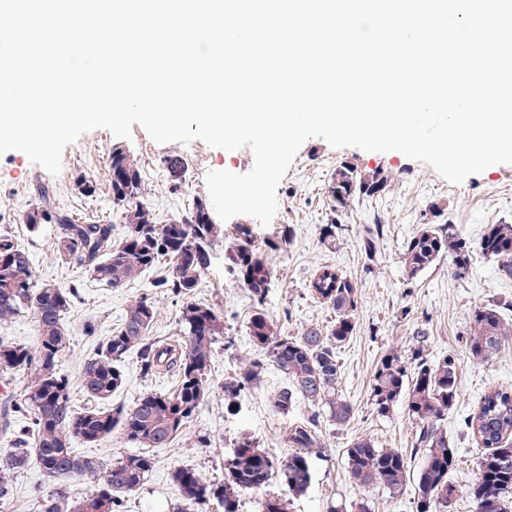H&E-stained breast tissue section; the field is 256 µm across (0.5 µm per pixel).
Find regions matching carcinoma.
I'll return each instance as SVG.
<instances>
[{"label":"carcinoma","instance_id":"cac0c4a2","mask_svg":"<svg viewBox=\"0 0 512 512\" xmlns=\"http://www.w3.org/2000/svg\"><path fill=\"white\" fill-rule=\"evenodd\" d=\"M108 182L112 204L121 208L123 217V233L117 239L113 225L80 224L57 209L53 192L42 184L36 185L38 203L26 213L25 223L32 229L56 225L54 249L60 259L89 272L105 287L122 288L167 257L171 273L152 287L165 288L175 297L193 294L210 263L209 248L216 229L208 203L198 199L182 218L169 224L155 223L150 205L141 199L139 167L117 147L109 156ZM387 185L388 176L381 171L366 174L343 164L331 175L326 192L341 208L355 195H374ZM235 234L227 259L254 303L249 336L267 350L271 365L286 378V384L272 396V407L286 416L303 403L315 412L288 430L286 442L291 452L281 462L244 438L224 458L222 481H208L189 468L175 470L172 480L180 495L181 512L203 509L214 502L221 504L224 512H238L240 494L265 489L276 474L289 491L305 492L312 480L311 458L323 448L316 418L323 415L343 427L353 414L339 390L338 353L357 327L355 284L333 265L319 267L308 288L336 311L334 324L326 332L310 327L299 336H282L264 309L273 270L253 245L251 225H237ZM380 244L381 234L368 231L362 248L369 260H375ZM479 248L495 262L501 275L512 277V223L488 225ZM470 254V244L457 234L425 224L405 242L402 263L412 280L446 257L456 275L462 276L470 266ZM70 295L56 285H38L29 253L19 248L12 236L0 234V321L30 310L38 331L35 350L0 342V373L21 372L28 377L24 394L12 407L4 408L0 418L8 429L12 416L30 414L28 428L15 435L10 447L0 448V504L11 499L15 474L34 460L44 474L60 482L100 478L97 489L76 501L62 489L42 497L39 512H115L125 496L141 489L153 470L150 449L171 444L204 401L214 343L224 326L213 308L188 301L180 316L184 345L156 341L150 336L157 319L156 300L141 295L128 306L121 325L84 362L80 384L90 404L78 411L71 404L68 379L59 369V359L70 347L65 328ZM511 335L512 325L504 321L498 306L479 307L472 315L470 355L486 361ZM131 351L137 352L144 374H177V388L171 394L147 392L129 408H112L107 402L124 385L121 362ZM263 369L262 363L251 361L224 384L226 411H233L242 390L257 384ZM458 396L453 360L431 362L421 345L409 357L397 351L382 356L372 378L371 405L381 417L389 416L399 404L404 406L416 425L413 448L421 453L422 465L414 472L403 452L379 448L371 439L359 437L346 449L350 480L360 487L379 485L394 497L411 482L415 512H445L453 493L448 475L457 465V452L441 421ZM466 427L484 449L478 478L470 489L473 512H512V389L487 391ZM116 428L137 451L107 463L72 448L75 439L93 446Z\"/></svg>","mask_w":512,"mask_h":512}]
</instances>
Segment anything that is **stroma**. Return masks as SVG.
<instances>
[{
	"instance_id": "obj_1",
	"label": "stroma",
	"mask_w": 512,
	"mask_h": 512,
	"mask_svg": "<svg viewBox=\"0 0 512 512\" xmlns=\"http://www.w3.org/2000/svg\"><path fill=\"white\" fill-rule=\"evenodd\" d=\"M116 146L138 164L143 198L160 224L181 218L196 199L208 198V171L244 174L254 165L249 148L229 154L199 140L158 144L137 124L128 139L117 138L105 129L84 133L65 148L61 170L55 175L32 163L22 152L0 155V232H11L16 243L29 253L37 282L77 290L66 315L70 347L60 360V368L69 382L72 404L78 409L86 402L79 388L84 361L119 326L136 297L148 293L157 301L153 338L169 343L178 339L181 306L155 286L158 279L167 276L169 259H160L154 268L125 287L107 288L61 261L54 249V225L45 224L34 231L24 222L25 213L36 204L32 186L39 180L54 187L57 206L75 219L100 220L122 229L121 211L112 204L106 177L108 159ZM170 158L179 160L184 170L176 191L171 188L166 168ZM345 163L362 172H386L390 179L386 190L354 198L346 208L335 209L325 187L336 167ZM81 174L98 181L96 197L87 198L78 192L75 179ZM277 199L278 212L270 225L253 226L254 244L275 274L265 309L280 334L295 336L311 326L327 328L334 321V311L314 299L307 288L310 276L323 264L339 266L355 283L358 327L339 353L340 387L353 407L349 423L339 428L325 420L320 422L318 431L324 450L311 461L312 481L305 493L289 492L277 477L267 492L282 498L287 512H327L330 504L363 499L374 502L376 512H414L413 489H406L393 501L381 488L356 486L345 468V450L352 440L368 437L381 447L407 453L411 469H418L421 457L412 451L413 423L404 407L396 406L390 416H377L369 394L377 361L387 351L413 349L417 336L422 335L429 360L448 356L455 361L459 399L444 421L459 453L458 465L449 475L454 489L449 512H473L468 490L478 476L482 450L469 436L464 419L488 388H512V338L484 362L472 358L466 342L472 314L479 307L499 305L504 320L512 321V278L500 275L494 262L478 247L488 225L512 223V164L492 166L453 184L431 166L402 154L334 148L323 139L313 138L297 153L278 186ZM330 222L337 223L338 229L335 242L327 244L322 240L321 228ZM247 223L252 224L247 215L218 221V235L210 248L211 263L202 272L192 296L193 302L214 308L224 323L207 373V396L169 447L153 449L154 469L145 485L126 497L124 512H175L179 495L172 472L189 467L206 479L223 480L224 458L245 436L273 458L285 459L289 427L310 413L305 405L286 416L274 411L271 396L284 379L267 366L265 349L256 346L248 335L253 303L225 259L236 225ZM425 224L449 226L470 243L467 274L456 276L444 258L415 279H407L402 265L403 245ZM376 226L382 227L384 239L378 257L371 261L361 244L367 229ZM90 323L95 326L91 334L86 331ZM254 360L265 364L259 384L241 392L237 413H227L225 382L239 372L243 363ZM121 367L126 380L113 394V406L127 407L143 393H169L174 389L169 374L143 376L136 353H128ZM52 489L41 469L29 465L15 481L10 504L0 506V512H39L40 497ZM264 493H243L239 512H260Z\"/></svg>"
}]
</instances>
